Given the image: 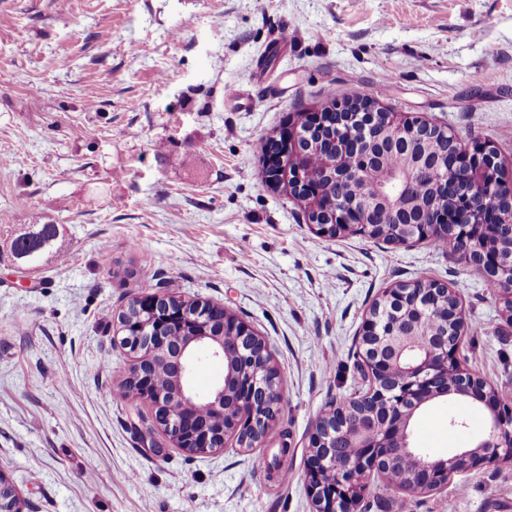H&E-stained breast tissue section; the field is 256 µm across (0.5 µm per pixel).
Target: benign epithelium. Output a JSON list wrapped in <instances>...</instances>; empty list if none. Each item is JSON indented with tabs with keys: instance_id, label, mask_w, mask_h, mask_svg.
I'll list each match as a JSON object with an SVG mask.
<instances>
[{
	"instance_id": "7a95c632",
	"label": "benign epithelium",
	"mask_w": 512,
	"mask_h": 512,
	"mask_svg": "<svg viewBox=\"0 0 512 512\" xmlns=\"http://www.w3.org/2000/svg\"><path fill=\"white\" fill-rule=\"evenodd\" d=\"M336 129L329 148L326 175L338 182L358 183L362 194L348 199L327 197L312 177L307 159L323 150L319 137L325 127ZM448 130L387 112L368 98L333 103L307 113L304 124L288 127L269 139L262 177L266 184L301 202L313 213L316 233L334 237L351 226L374 238L373 214L385 206L396 217L394 242L424 241L436 232L462 229L461 238L474 256V266L499 283L496 288L512 316V259L490 252L484 242L503 234L512 238V186L500 178L496 152L480 146L473 153L457 151L448 157L431 155L425 144L432 133ZM399 144L408 164L401 173L374 176L384 168V146ZM429 182L434 194L418 209L404 206L394 189ZM481 184L496 190L495 197L473 195L460 215L448 209V188L459 183ZM449 288H418L404 284L385 289L377 310L368 312L359 336L367 388L358 394L367 407L363 426L343 433L347 410L334 406L316 422L309 436L305 481L314 512H357L372 480L388 477L395 463L411 468L409 493H429L448 485L460 472L512 460V407L480 377L468 372L457 358L465 319L458 303H445ZM134 314L118 319L120 342L136 354L127 381L130 394L149 404L146 433L162 431L167 441L186 453L224 448L235 435L239 447L251 449L265 436L278 411V373L264 339L228 309L200 300L173 301L144 294L131 303ZM423 309H435L443 322L456 328L448 334L421 333ZM205 350L224 362V378L209 392L197 393L190 383L197 355ZM170 374L171 387L160 390L154 374ZM456 378L448 382V376ZM452 395L471 397L489 411L485 432L475 446L446 457L430 458L412 446L409 425L424 404ZM352 448L348 454L342 448ZM23 512L21 500L0 473V506Z\"/></svg>"
}]
</instances>
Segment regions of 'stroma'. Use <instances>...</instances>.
Returning <instances> with one entry per match:
<instances>
[{
	"instance_id": "obj_1",
	"label": "stroma",
	"mask_w": 512,
	"mask_h": 512,
	"mask_svg": "<svg viewBox=\"0 0 512 512\" xmlns=\"http://www.w3.org/2000/svg\"><path fill=\"white\" fill-rule=\"evenodd\" d=\"M353 89L491 146L512 184V0H0V472L24 512H313L308 437L363 386V320L401 282L453 291L461 362L512 405V320L483 275L426 242L319 236L263 181L262 140ZM32 224L60 229L33 270L11 252ZM153 292L223 304L265 338L281 402L259 447L135 435L151 409L114 395L134 362L114 331ZM488 417L429 402L412 444L472 447ZM379 495L368 512H512V463Z\"/></svg>"
}]
</instances>
